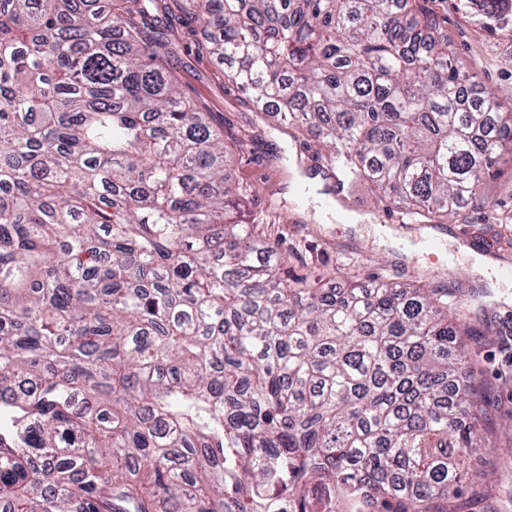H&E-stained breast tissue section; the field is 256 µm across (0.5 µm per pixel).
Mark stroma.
Listing matches in <instances>:
<instances>
[{"label":"stroma","mask_w":512,"mask_h":512,"mask_svg":"<svg viewBox=\"0 0 512 512\" xmlns=\"http://www.w3.org/2000/svg\"><path fill=\"white\" fill-rule=\"evenodd\" d=\"M431 7L445 18L462 67L512 107V30H488L480 12L458 10L454 0H433ZM206 34L202 26H174L169 66L188 96L217 113L226 135H248L229 176L250 189L247 209L273 218L267 233L287 253L289 270L338 269L359 279L379 274L454 289L477 329L470 351L490 385L493 421L512 420V281L498 277L501 267L512 266V246L494 241L503 231L499 213L512 214V175L483 183L485 208H466L435 227L404 223L366 182L348 184L344 201L327 207L326 154L316 153L313 137L285 128L278 114L260 110L238 89L224 63L202 49ZM311 177L318 189L307 186Z\"/></svg>","instance_id":"1"}]
</instances>
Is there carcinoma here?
Here are the masks:
<instances>
[{
    "instance_id": "obj_1",
    "label": "carcinoma",
    "mask_w": 512,
    "mask_h": 512,
    "mask_svg": "<svg viewBox=\"0 0 512 512\" xmlns=\"http://www.w3.org/2000/svg\"><path fill=\"white\" fill-rule=\"evenodd\" d=\"M171 0H0V512H414L485 384L452 290L325 288L247 219L166 67ZM258 105L414 223L512 169L428 0H186ZM512 29V0H458Z\"/></svg>"
}]
</instances>
